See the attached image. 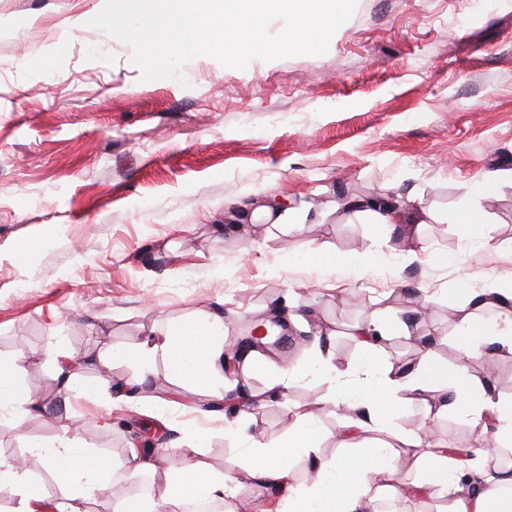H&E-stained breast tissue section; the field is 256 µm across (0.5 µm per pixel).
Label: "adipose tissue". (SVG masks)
Returning <instances> with one entry per match:
<instances>
[{"mask_svg":"<svg viewBox=\"0 0 512 512\" xmlns=\"http://www.w3.org/2000/svg\"><path fill=\"white\" fill-rule=\"evenodd\" d=\"M470 302L477 309H496L502 324L492 328L467 317L458 321L459 362L450 374L454 394L448 402L463 405L466 417L484 437L483 456L492 458L512 446V399L494 397L484 383L469 376L467 364L479 355L478 344L485 340L512 353V284L483 289L473 294ZM223 329L224 319L219 315L169 329L161 348L171 370L195 388H212L213 367L224 353L216 335ZM337 377L341 388L336 402L352 414L339 432L343 455L329 462L320 460L314 429L306 423L280 446L252 443L245 455L228 462L221 476L192 464L158 471L159 498L126 499L121 512H180L190 499H223L239 469L263 482L284 483L295 459L310 462L313 475L309 482L293 486L289 512H374L380 493L374 475L382 468L396 471L398 455L354 443L353 432L369 424H383L403 402L405 391L424 394L429 386L419 377L402 383L369 362L359 369L338 371ZM396 440L422 462L426 486L447 496L448 512H512L511 468L499 469L494 480H487L478 468L449 458L445 445L432 442L423 425L398 433ZM46 462L63 498L72 504L70 512H79L78 503L100 497L107 489L112 461L104 454L88 452L63 438L47 453Z\"/></svg>","mask_w":512,"mask_h":512,"instance_id":"1","label":"adipose tissue"}]
</instances>
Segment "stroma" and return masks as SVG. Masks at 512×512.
I'll return each mask as SVG.
<instances>
[{"label":"stroma","instance_id":"obj_1","mask_svg":"<svg viewBox=\"0 0 512 512\" xmlns=\"http://www.w3.org/2000/svg\"><path fill=\"white\" fill-rule=\"evenodd\" d=\"M96 3L0 0V360L23 353L13 387L33 401L0 411V461L24 456L29 480L53 488L36 448L68 436L112 459L107 492L85 512H118L144 428L220 471L249 441L280 445L312 408L318 453L336 458L334 369L365 359L354 327L375 314L390 323L379 369L450 370L449 310L470 314L473 293L512 281V180L493 204L475 193L512 169V0H357L325 55L243 70L200 56L181 79L151 81L130 45L65 28ZM372 196L419 219L407 246L398 229L352 216L349 201ZM262 203L303 221L251 223ZM465 209L481 216L466 238ZM320 250L348 262L326 268ZM214 314L225 342L275 316L295 345L229 375L216 366L208 391L159 349L138 383L127 350ZM488 359L494 395L512 398V354L483 347L470 376ZM292 367L300 376L272 395V376ZM431 433L481 445L457 408ZM423 478L403 456L377 512H445L447 498L398 494ZM239 504L286 512L288 488L241 471L224 498L226 512Z\"/></svg>","mask_w":512,"mask_h":512}]
</instances>
